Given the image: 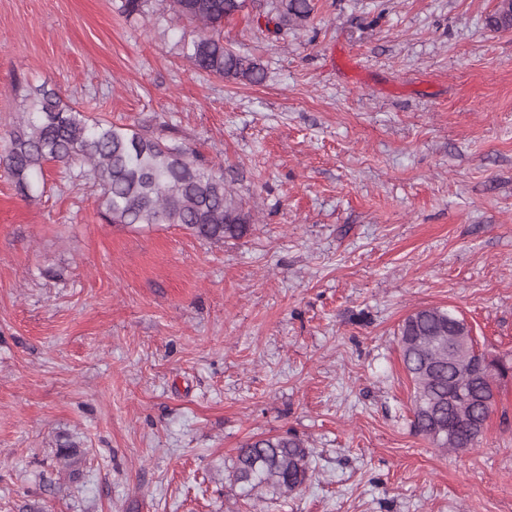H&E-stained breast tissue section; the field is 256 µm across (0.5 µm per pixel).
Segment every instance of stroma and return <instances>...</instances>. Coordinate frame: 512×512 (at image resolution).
I'll return each mask as SVG.
<instances>
[{"mask_svg":"<svg viewBox=\"0 0 512 512\" xmlns=\"http://www.w3.org/2000/svg\"><path fill=\"white\" fill-rule=\"evenodd\" d=\"M0 0V125L47 84L89 116L222 166L255 222L201 241L113 225L49 164L43 193L0 168V512H512V375L476 447L413 427L399 329L465 318L512 358V31L494 0H313L269 32L268 0L225 21L263 82L182 53L164 0ZM294 432L311 482L250 505L229 472ZM85 452L76 477L60 445ZM486 25L493 31H512V0H500L488 15Z\"/></svg>","mask_w":512,"mask_h":512,"instance_id":"1","label":"stroma"}]
</instances>
